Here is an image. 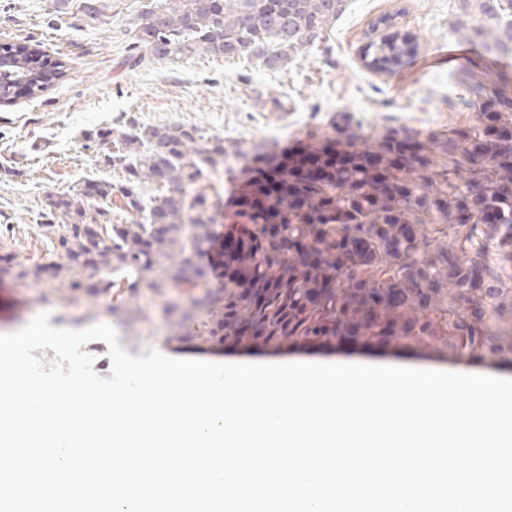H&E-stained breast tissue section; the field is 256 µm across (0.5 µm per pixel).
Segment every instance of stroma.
Returning a JSON list of instances; mask_svg holds the SVG:
<instances>
[{
  "label": "stroma",
  "instance_id": "35a3bbf8",
  "mask_svg": "<svg viewBox=\"0 0 512 512\" xmlns=\"http://www.w3.org/2000/svg\"><path fill=\"white\" fill-rule=\"evenodd\" d=\"M164 0H0V44L38 47L62 62L65 75L33 98L19 90L0 103V335L48 313L54 327L111 324L121 346L153 336V347L178 359L216 363L289 359H358L454 369L485 367L512 376V356L485 349L460 352L445 340L418 342L402 336L387 344L362 341L347 348L324 340L279 345L225 344L211 336L212 310L222 297L220 280L209 289L124 290V275L110 276V292L95 289L99 272L84 276L76 290L51 287L50 275L25 278L21 266L45 264L57 237L40 215L48 194L90 179L119 185L121 171L87 148L86 132L107 127L120 133L123 117L157 125L194 124L236 145L224 169L206 181L211 198L227 201L249 179L256 152L280 154L322 137L381 142L388 134L420 138L478 127L473 113L455 108L462 91L458 75L472 60L447 62L435 54L458 44V20L472 21L461 0H348L328 36L330 50L284 69H266L245 59L200 54L127 66L136 28ZM401 13L404 32L418 41L426 70L411 65L393 75L377 73L362 60L372 25ZM512 231L501 224H423L420 255L441 251L462 264L478 261L492 285V298H462L447 282L438 314L447 320L482 308L484 323L501 345L512 344Z\"/></svg>",
  "mask_w": 512,
  "mask_h": 512
}]
</instances>
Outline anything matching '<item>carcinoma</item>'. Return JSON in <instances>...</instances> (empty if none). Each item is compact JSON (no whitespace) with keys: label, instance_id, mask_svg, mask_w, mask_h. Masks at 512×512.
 I'll list each match as a JSON object with an SVG mask.
<instances>
[{"label":"carcinoma","instance_id":"carcinoma-1","mask_svg":"<svg viewBox=\"0 0 512 512\" xmlns=\"http://www.w3.org/2000/svg\"><path fill=\"white\" fill-rule=\"evenodd\" d=\"M166 2L140 24L133 46L140 61L205 54L285 68L319 50L346 9V0ZM476 2V23H457L461 38L478 44L487 59L512 57V0ZM380 24L392 32L370 40L362 58L372 70L391 75L414 56L417 43L397 29V18ZM20 59L22 65L0 69L1 99L23 85L38 97L64 76L61 65L53 73L45 69L38 49ZM461 80L468 94L458 107L477 113L481 127L475 130L461 128L427 142L397 133L376 145L327 136L293 157H256L262 165L244 185L246 204L235 214L245 239L225 262L236 275L224 287L242 291L237 309L244 324L279 342L331 336L345 292L364 287L382 298L393 291L399 296L391 309L363 319L365 337L386 339L400 315L407 336H446L462 349L477 345L478 332L467 322L439 320L434 312L445 281L484 296L486 278L446 253L416 258L418 226L431 219L512 224V79L469 69ZM123 126L115 151L101 159L125 172V184L94 180L50 195L44 226L58 235L61 253L48 267L24 274L38 279L49 269L60 286L76 289L89 270L127 269L132 288H164L169 281L209 287L199 259L215 238V203L204 181L224 166L232 145L196 126L144 125L134 117ZM431 147L448 156L450 167H435ZM146 183L165 192L147 198ZM116 192L124 200L119 224L112 217ZM348 240L366 248L338 271V248ZM162 258L170 265L159 281L155 266Z\"/></svg>","mask_w":512,"mask_h":512}]
</instances>
